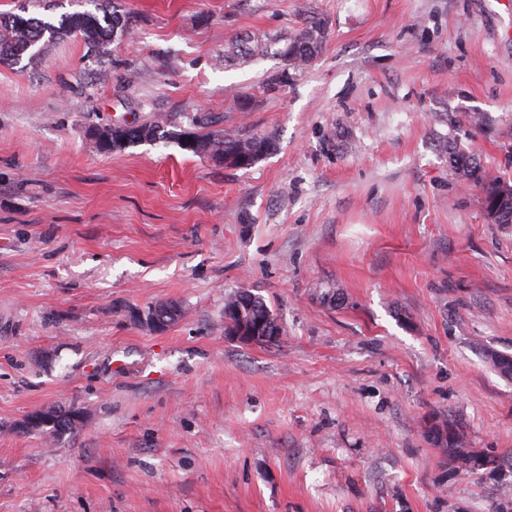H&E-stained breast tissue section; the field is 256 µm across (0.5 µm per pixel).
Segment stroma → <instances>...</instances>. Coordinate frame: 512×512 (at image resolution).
I'll return each instance as SVG.
<instances>
[{
  "label": "stroma",
  "instance_id": "obj_1",
  "mask_svg": "<svg viewBox=\"0 0 512 512\" xmlns=\"http://www.w3.org/2000/svg\"><path fill=\"white\" fill-rule=\"evenodd\" d=\"M0 64V512H491L512 483V0H116ZM319 52L283 56L310 21ZM164 122L274 145L238 168ZM264 299L276 342L228 335ZM176 304L156 332L132 309ZM74 409L72 431L24 429ZM502 467L449 471L439 427ZM449 162L455 170V174L482 186L485 192L486 208H492L498 204L497 189L502 184L508 183L498 178L489 179L482 166L470 156L460 153H450ZM224 319L226 330L233 336H237L242 322L245 325L251 322L257 336H268V339L255 340L257 336L241 331L237 337L246 342H270L280 335V328L266 303L260 297L245 291H236L224 297Z\"/></svg>",
  "mask_w": 512,
  "mask_h": 512
}]
</instances>
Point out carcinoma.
Masks as SVG:
<instances>
[{"label":"carcinoma","instance_id":"carcinoma-1","mask_svg":"<svg viewBox=\"0 0 512 512\" xmlns=\"http://www.w3.org/2000/svg\"><path fill=\"white\" fill-rule=\"evenodd\" d=\"M40 5V0H29L20 6V13L0 18V63H16L23 55H28L29 64L34 66L40 60L42 44L52 42L64 36H75L91 49L108 44L116 37L128 34L123 15L118 10L103 11V14L91 11L66 13L53 23L36 16H24L28 6ZM323 38L322 26L313 22L297 37L291 40L284 56L293 65L302 64L311 59L319 50ZM175 138L183 143V135L165 129L158 122L144 124L143 141L154 142L160 139ZM194 147L189 152L198 156H210L227 165L248 167L271 150L273 143L262 137L246 136L231 131H217L206 136H193ZM449 162L455 174L465 180L476 183L484 189L486 207L498 204L497 189L504 181L490 179L482 166L470 156L453 152ZM224 319L226 330L235 336L242 323H249L259 336L273 341L280 335V328L266 303L259 297L245 291H236L224 297ZM73 410L58 409L51 418L37 429L49 434L73 429L75 420ZM448 440V469L454 473L477 474L481 470L495 471L501 467L497 459L467 447L463 436L453 427L444 428Z\"/></svg>","mask_w":512,"mask_h":512}]
</instances>
